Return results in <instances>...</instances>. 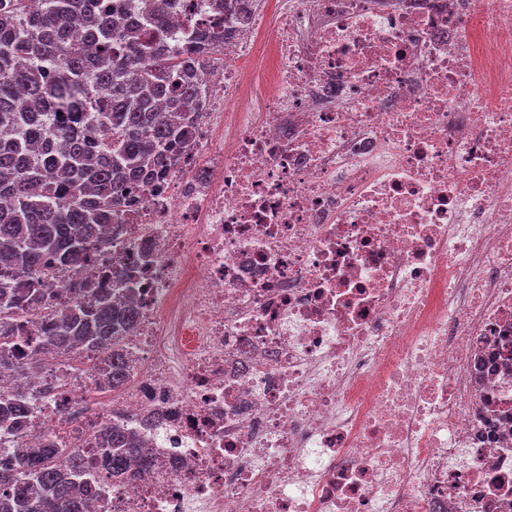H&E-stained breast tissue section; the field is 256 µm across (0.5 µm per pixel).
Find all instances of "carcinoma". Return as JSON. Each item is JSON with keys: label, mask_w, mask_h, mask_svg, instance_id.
Listing matches in <instances>:
<instances>
[{"label": "carcinoma", "mask_w": 512, "mask_h": 512, "mask_svg": "<svg viewBox=\"0 0 512 512\" xmlns=\"http://www.w3.org/2000/svg\"><path fill=\"white\" fill-rule=\"evenodd\" d=\"M172 2L155 0L149 29L163 31ZM135 7L0 0V340L39 301L38 289L20 291L13 281L35 278L51 261L85 260L112 211L176 165L201 111L196 57L218 35L194 36L178 59L155 54L127 23ZM136 317L105 293L77 302L42 329L30 357L0 352V370L22 378L80 345L105 353V386L117 390L128 377L121 336ZM109 439L107 468L128 474V459L143 456L137 440L118 427ZM96 464L78 448H23L15 467L0 468V512H75L81 475Z\"/></svg>", "instance_id": "1"}]
</instances>
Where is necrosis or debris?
Returning <instances> with one entry per match:
<instances>
[{
    "label": "necrosis or debris",
    "instance_id": "necrosis-or-debris-1",
    "mask_svg": "<svg viewBox=\"0 0 512 512\" xmlns=\"http://www.w3.org/2000/svg\"><path fill=\"white\" fill-rule=\"evenodd\" d=\"M214 3L155 38L222 36L178 162L41 274L55 312L132 303L130 378L98 389L83 351L0 372L26 407L0 464L103 458L116 423L145 459L93 467L79 512H512V0Z\"/></svg>",
    "mask_w": 512,
    "mask_h": 512
}]
</instances>
